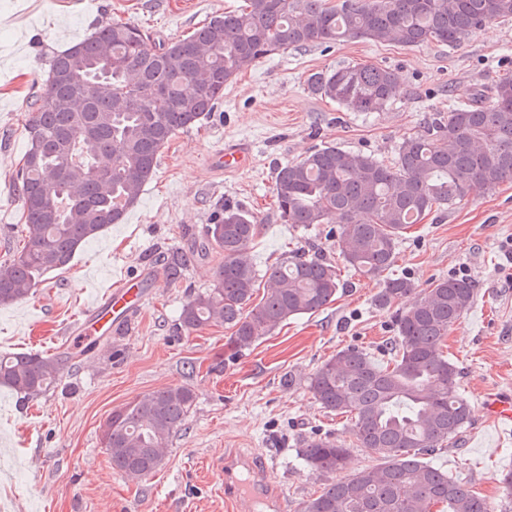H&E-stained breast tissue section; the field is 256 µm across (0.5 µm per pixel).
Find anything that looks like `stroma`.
I'll return each mask as SVG.
<instances>
[{
	"instance_id": "stroma-1",
	"label": "stroma",
	"mask_w": 512,
	"mask_h": 512,
	"mask_svg": "<svg viewBox=\"0 0 512 512\" xmlns=\"http://www.w3.org/2000/svg\"><path fill=\"white\" fill-rule=\"evenodd\" d=\"M242 0H0V263L22 247L14 181L27 148L28 105L40 93L54 53L111 22L138 25L160 41L189 35ZM394 69L398 91L384 111L348 112L309 93V74L343 63ZM512 74V20L495 23L460 46L340 42L289 49L261 60L226 86L201 126L178 132L151 181L122 223L109 227L67 268L41 277L28 297L0 306V352L69 353L58 383L24 401L0 386V512H266L259 499L224 502L221 464L243 457L256 484L301 512L322 481L297 455L308 432L350 450V469L374 464L345 417L314 402L308 382L320 364L350 345L383 358L395 336L394 309L378 308L377 281L343 272V292L328 307L293 318L250 349L230 355L231 331L208 326L186 333L183 304L212 282L216 255H201L202 230L219 203L231 201L262 221L251 245L258 270L293 250L318 247L341 261L328 225L283 223L272 202L277 164L332 143L388 161L433 111L463 99L496 74ZM247 142L249 168L227 173L208 165L224 141ZM512 239V180L411 228L390 269L419 289L467 267L477 297L448 335L447 352L474 415L457 443L433 457L469 483L495 512H512L498 481L512 471V424L484 411L488 394H512V281L502 244ZM183 259L179 277L163 257ZM140 277L148 295L122 330L80 349L71 327L119 277ZM190 386L196 401L186 424L147 477L113 470L101 426L114 409L157 390Z\"/></svg>"
}]
</instances>
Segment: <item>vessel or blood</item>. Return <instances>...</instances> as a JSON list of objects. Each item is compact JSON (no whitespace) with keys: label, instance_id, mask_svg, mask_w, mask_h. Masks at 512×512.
<instances>
[{"label":"vessel or blood","instance_id":"obj_1","mask_svg":"<svg viewBox=\"0 0 512 512\" xmlns=\"http://www.w3.org/2000/svg\"><path fill=\"white\" fill-rule=\"evenodd\" d=\"M251 161L249 147L241 142H226L224 147L213 152L209 158L212 167L231 172L245 169ZM145 299V290L134 279L124 277L112 285L102 298L81 318L74 323L79 334L93 336L99 333H109L123 325L131 313L139 308ZM486 411L493 415L496 421L512 423V397L502 394L490 395ZM238 462L228 457L224 460V497L228 500H238L244 496L258 495L257 486L238 480L235 469Z\"/></svg>","mask_w":512,"mask_h":512}]
</instances>
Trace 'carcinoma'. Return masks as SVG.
<instances>
[{"label":"carcinoma","instance_id":"carcinoma-1","mask_svg":"<svg viewBox=\"0 0 512 512\" xmlns=\"http://www.w3.org/2000/svg\"><path fill=\"white\" fill-rule=\"evenodd\" d=\"M511 18L512 0H244L171 42L156 43L129 24L98 28L53 56L43 92L29 106L28 149L16 172L25 244L0 265V306L27 297L41 275L65 268L77 250L120 223L176 132L201 124L224 86L260 60L352 39L455 47ZM397 84L390 68L368 63L341 64L307 80L312 94L351 112L384 111ZM511 179L512 75L503 74L468 101L448 100V112L435 111L391 163L326 144L278 166L272 193L284 223L336 225L345 266L379 280L373 303L390 308L416 292L407 277H383L407 231ZM260 224L238 205L220 207L202 249L222 260L210 288L180 313L191 332L231 329L235 353L290 318L322 310L344 287L334 260L296 251L267 268L273 287L254 298L263 276L249 246ZM475 295L467 279L439 280L395 311L390 361L380 364L350 346L320 365L308 384L312 398L346 417L359 447L378 463L339 477L349 449L328 436H305L302 458L326 482L303 512H493L430 461L472 418L444 342ZM59 370L57 356L0 354V384L27 398L49 391ZM195 400L190 387L176 385L113 410L101 430L112 468L156 472Z\"/></svg>","mask_w":512,"mask_h":512}]
</instances>
